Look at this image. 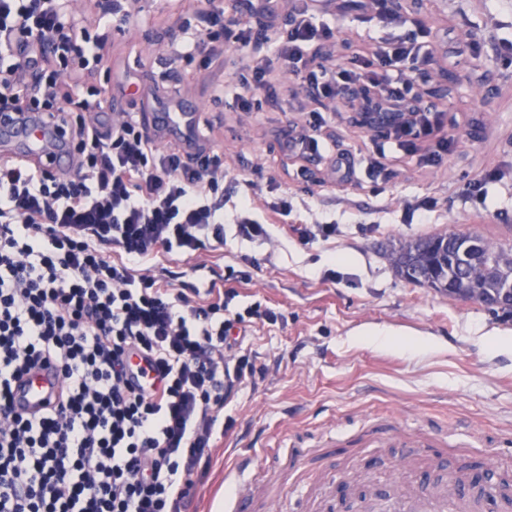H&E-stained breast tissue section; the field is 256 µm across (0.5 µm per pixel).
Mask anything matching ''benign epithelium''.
<instances>
[{"mask_svg":"<svg viewBox=\"0 0 512 512\" xmlns=\"http://www.w3.org/2000/svg\"><path fill=\"white\" fill-rule=\"evenodd\" d=\"M344 96L356 103V108L351 110V121L375 137L383 138L397 129L412 130L416 126L419 113L408 106L393 111L394 102L386 100L377 88L356 84L346 88ZM479 303L500 311L512 310V287L508 285L497 294L482 296Z\"/></svg>","mask_w":512,"mask_h":512,"instance_id":"7a95c632","label":"benign epithelium"}]
</instances>
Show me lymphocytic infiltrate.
I'll use <instances>...</instances> for the list:
<instances>
[{"instance_id":"lymphocytic-infiltrate-1","label":"lymphocytic infiltrate","mask_w":512,"mask_h":512,"mask_svg":"<svg viewBox=\"0 0 512 512\" xmlns=\"http://www.w3.org/2000/svg\"><path fill=\"white\" fill-rule=\"evenodd\" d=\"M373 3L396 33L355 67L323 64L314 79L327 96L342 97L355 81H388L396 67L404 99L436 60L392 0ZM223 17L219 10L207 27L182 28L173 60L234 55L242 69L224 92L236 111H258L267 72L248 58L252 29ZM84 22H67L56 0H0V53L13 59L0 100L68 128L77 158L71 176L0 162V512H192V477L210 464L224 406L256 382L242 351L246 321L277 316L257 307L231 315L235 291L212 283L193 303L138 273L162 253L223 245L224 164L161 151L134 113L103 130L59 107L104 57V43L87 34L94 16ZM337 34L306 10L270 43L296 68L311 44ZM61 65L71 68L66 88ZM137 353L158 372L156 384H132L128 360ZM46 361L60 370L62 400L20 414L12 385Z\"/></svg>"}]
</instances>
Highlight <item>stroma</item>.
<instances>
[{
  "mask_svg": "<svg viewBox=\"0 0 512 512\" xmlns=\"http://www.w3.org/2000/svg\"><path fill=\"white\" fill-rule=\"evenodd\" d=\"M394 8L432 30L438 62L420 83L422 98H447L442 135L455 142L445 161L423 168L420 153L391 154L378 177L367 164L376 139L349 122L340 100L310 93L270 49L264 35L285 30L289 0H223L226 13L250 21L256 37L249 52L270 71V98L258 112L230 111L217 90L231 65L196 57L175 63L172 44L185 23H198L211 0H69L68 19L100 16L91 38L112 52L96 68L92 87L75 96L73 114L105 111L117 120L177 108L199 118L203 137L195 151L217 149L224 161V246L193 257L160 256L147 275L169 281L193 297L202 281L228 282L238 295L230 312L261 304L275 324L255 322L248 349L263 377L239 391L224 409V434L216 436L209 469L195 476L200 512H212L224 475L251 452L255 512H267L280 490L297 498L298 472L289 446L309 448L313 470L335 468L327 497L356 486L366 501L354 512H376L409 485L391 478L390 449L368 448L377 432L443 435L447 444L479 442L476 455L449 456L428 469L429 483L447 486L449 472H484L488 458L512 443V318L454 299L396 275L389 254L400 241L444 233H478L512 247V0H394ZM327 21L340 33L332 47L347 63L390 35L357 0H322ZM131 11L130 22L119 14ZM464 82L453 86L454 75ZM323 115L319 134L330 144L322 157L288 147L309 113ZM253 173L269 201L288 199L307 227L332 224L336 235L309 244L270 224L264 236L243 238L236 205L252 188L237 173ZM487 181L488 197L470 190Z\"/></svg>",
  "mask_w": 512,
  "mask_h": 512,
  "instance_id": "1",
  "label": "stroma"
}]
</instances>
